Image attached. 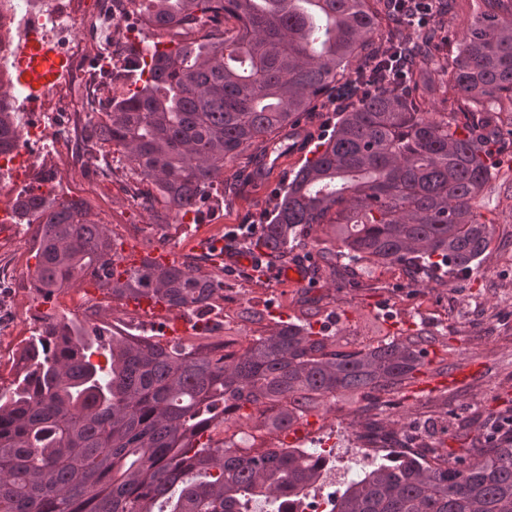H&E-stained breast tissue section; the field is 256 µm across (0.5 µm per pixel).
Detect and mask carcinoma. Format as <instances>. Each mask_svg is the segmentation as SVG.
<instances>
[{
    "label": "carcinoma",
    "mask_w": 512,
    "mask_h": 512,
    "mask_svg": "<svg viewBox=\"0 0 512 512\" xmlns=\"http://www.w3.org/2000/svg\"><path fill=\"white\" fill-rule=\"evenodd\" d=\"M154 29L188 22L216 34L140 55L142 85L112 99L86 142L114 147L176 215L197 208L224 164L296 125L320 97L345 102L335 130L288 182L255 246L281 261L314 228L328 226L333 253L361 269L403 265L416 281L463 275L487 250L478 201L494 177V147L512 137V15L482 0L441 76L453 112H429L417 67L436 31L407 46L391 31L375 47L370 0H138ZM20 126L0 97V155ZM38 226L32 286L44 299L86 278L117 299L149 297L200 320L227 300L224 281L150 261L116 272V240L88 204L29 192L12 205ZM260 323L253 307L193 326L186 340L106 336L46 316L23 349L26 364L0 390V512H294L322 477L323 453L282 445L251 453L254 432L286 431L317 401L393 395L427 374L429 347H454L420 327L373 339L360 326L339 338L307 319L280 321L238 350L234 319ZM357 343L351 351L344 347ZM104 358L105 362L98 361ZM226 436L219 437V434ZM449 460L409 450L382 458L346 483L330 512H512V439Z\"/></svg>",
    "instance_id": "carcinoma-1"
}]
</instances>
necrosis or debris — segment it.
I'll return each instance as SVG.
<instances>
[{
  "label": "necrosis or debris",
  "mask_w": 512,
  "mask_h": 512,
  "mask_svg": "<svg viewBox=\"0 0 512 512\" xmlns=\"http://www.w3.org/2000/svg\"><path fill=\"white\" fill-rule=\"evenodd\" d=\"M145 24L134 0H96L89 17L81 13L79 0H0V77L18 74L34 38L65 60L40 99L23 88L12 97L20 112L30 101L38 103L33 120L21 130L20 173L10 177L12 192L22 194L25 177L41 176L48 157L59 158L57 188L68 195L89 194L111 179L113 161H88L83 132L107 109L102 76L109 58L124 56Z\"/></svg>",
  "instance_id": "obj_1"
}]
</instances>
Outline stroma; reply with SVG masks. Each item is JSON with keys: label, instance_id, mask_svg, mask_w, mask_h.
I'll use <instances>...</instances> for the list:
<instances>
[{"label": "stroma", "instance_id": "stroma-1", "mask_svg": "<svg viewBox=\"0 0 512 512\" xmlns=\"http://www.w3.org/2000/svg\"><path fill=\"white\" fill-rule=\"evenodd\" d=\"M258 155L253 148L226 163L223 180L215 183L194 212L183 217L160 202L151 210L140 209L134 199L139 181L129 163L120 162L112 179L99 183L95 194L89 196L90 217L109 221L113 237L146 253L175 244L174 254L183 265H196V247L207 234L222 236L228 253L243 254L246 247L233 240V232L241 224L266 223L279 192L298 169L297 163L287 160L277 181L266 178L239 187V171ZM495 160L498 176L483 211L493 224V238L468 277L452 275L447 286L432 288L411 282L401 267H379L360 275L357 288L335 287L330 274H323L314 291L327 310L344 314L352 323L376 317L386 307L397 309L398 318L385 327L390 334L420 324L446 328L451 344L460 350L459 361L479 362L480 372L465 382L423 393L406 389L372 409L363 399L341 401L334 407L318 402L293 430L277 434L278 443L293 445L299 436L320 430L331 417L342 427L353 428L355 434L372 425L380 435L389 437L404 426L430 420L435 448L457 456L465 449L482 447L490 425L512 409L511 139L500 145ZM37 232V226L19 224L12 218L0 223V261L11 265L15 279L25 287L31 284L36 264L32 240ZM224 283L234 297L227 310L236 312L251 305L276 317L299 313L297 300L302 288L297 284L285 280L269 284L235 264L225 265ZM243 288L248 291L244 298L238 295Z\"/></svg>", "mask_w": 512, "mask_h": 512}]
</instances>
